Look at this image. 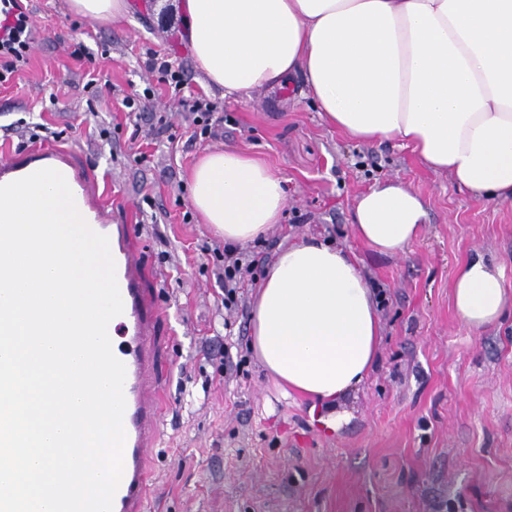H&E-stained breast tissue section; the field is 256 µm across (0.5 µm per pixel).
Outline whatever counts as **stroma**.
I'll return each mask as SVG.
<instances>
[{
	"label": "stroma",
	"instance_id": "1",
	"mask_svg": "<svg viewBox=\"0 0 512 512\" xmlns=\"http://www.w3.org/2000/svg\"><path fill=\"white\" fill-rule=\"evenodd\" d=\"M18 2L32 40L27 63L0 81V162L72 151L109 211L136 226L166 307L151 512H512V312L477 332L452 298L456 266L478 254L512 292V201L476 199L399 140H350L323 122L302 76L225 99L193 63L176 0H129L109 23L71 14L66 0ZM197 101L210 105L214 134L187 121ZM224 146L261 158L289 193L280 223L244 245L255 274L229 313L224 239L188 188L197 159ZM387 182L417 194L429 217L396 255L353 231L358 198ZM312 237L354 255L381 324L374 365L337 401L348 421L332 432L327 408L283 395L250 347L266 268ZM228 360L240 372H225Z\"/></svg>",
	"mask_w": 512,
	"mask_h": 512
}]
</instances>
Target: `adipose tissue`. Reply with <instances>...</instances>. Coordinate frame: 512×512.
Segmentation results:
<instances>
[{
  "label": "adipose tissue",
  "instance_id": "ef3b65f1",
  "mask_svg": "<svg viewBox=\"0 0 512 512\" xmlns=\"http://www.w3.org/2000/svg\"><path fill=\"white\" fill-rule=\"evenodd\" d=\"M191 54L224 96L251 98L302 74L323 121L364 141L396 137L476 198L512 200V0H181ZM190 202L225 241L247 244L278 223L286 179L236 149L191 171ZM427 211L388 183L363 194L355 235L404 251ZM459 318L480 330L512 307L484 259L458 266ZM376 303L354 257L316 239L267 268L252 349L285 391L331 402L361 384L376 355Z\"/></svg>",
  "mask_w": 512,
  "mask_h": 512
}]
</instances>
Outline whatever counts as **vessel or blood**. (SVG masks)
Masks as SVG:
<instances>
[{
  "label": "vessel or blood",
  "mask_w": 512,
  "mask_h": 512,
  "mask_svg": "<svg viewBox=\"0 0 512 512\" xmlns=\"http://www.w3.org/2000/svg\"><path fill=\"white\" fill-rule=\"evenodd\" d=\"M30 168H53L65 173L76 205L88 217V225L109 239L123 300V312L111 320L109 328L120 338L113 353L126 368L123 474L114 495L113 512H146L149 465L163 436L165 387L156 374L159 350L154 329L164 313L146 283L142 242L135 225L108 218L95 197L90 176L74 166L67 153L42 149L27 164L1 163L0 185L19 180Z\"/></svg>",
  "instance_id": "b4317fda"
}]
</instances>
